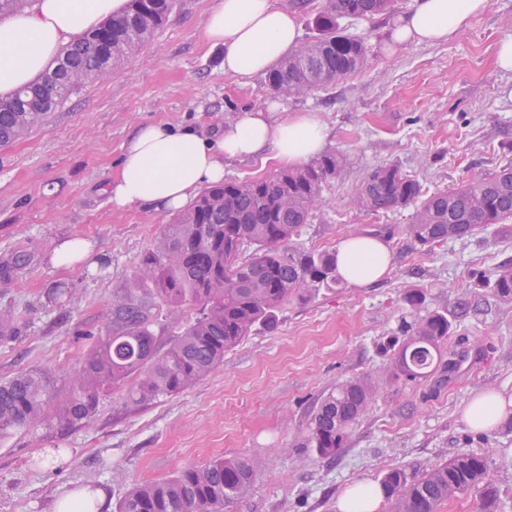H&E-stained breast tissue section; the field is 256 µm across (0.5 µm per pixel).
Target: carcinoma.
Instances as JSON below:
<instances>
[{
  "label": "carcinoma",
  "instance_id": "cac0c4a2",
  "mask_svg": "<svg viewBox=\"0 0 512 512\" xmlns=\"http://www.w3.org/2000/svg\"><path fill=\"white\" fill-rule=\"evenodd\" d=\"M173 0H128L124 13L76 38L36 82L0 100V149L45 124L53 112L95 81L112 77L136 57L169 17ZM396 0H324L315 19L318 36L302 43L267 73L276 95L300 97L329 87L361 69L364 42L338 33V21L395 10ZM346 158L328 153L300 169L265 178L204 187L193 204L162 225L152 249L139 260L137 276L151 280L152 298L171 315L197 306L196 316L164 347L151 330L152 306L128 294L112 304V324L87 351L53 412L49 381L39 373L0 380V437L49 423L73 427L91 418L99 392L136 382L126 390L133 405L180 393L210 375L224 352L262 325L277 326L278 311L290 300L305 301L320 288H338L336 252L293 245L325 205V184ZM359 212L377 214L414 208L407 234L422 246L465 239L512 218V165L424 196L416 179L396 166L369 171L352 199ZM495 293L512 299V264L489 276ZM451 323L440 312L418 318L384 345L393 351L392 376L416 380L441 362L440 342ZM366 378L342 381L312 410L298 441L326 459L344 447L374 399ZM490 457L461 452L422 472L395 468L382 479L388 512H436L444 501L481 488L478 512H497V493L488 482ZM258 462L248 457L216 458L177 476L130 490L116 512H224L246 497Z\"/></svg>",
  "mask_w": 512,
  "mask_h": 512
}]
</instances>
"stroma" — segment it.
<instances>
[{"mask_svg": "<svg viewBox=\"0 0 512 512\" xmlns=\"http://www.w3.org/2000/svg\"><path fill=\"white\" fill-rule=\"evenodd\" d=\"M218 3L175 0L140 57L0 151V261L25 258L17 273L0 274V311L15 316L12 336L0 340V380L34 371L52 388L67 386L158 237L163 212L119 208L106 194L136 130L163 122L214 135L275 100L264 77L243 83L225 75L222 50L204 37ZM392 19L342 21L345 33L365 41L366 65L279 101L281 116L315 113L328 129L326 152L346 157L298 246L332 251L345 236L389 227L387 276L287 302L275 330L256 327L211 375L178 394L134 406L119 388L87 422L1 438L0 512H53L62 495L86 487L104 489L102 512H114L133 486L242 456L260 466L249 496L224 512H338L340 495L356 482L378 484L391 469L421 471L460 452L490 454L501 510L512 512V301L483 281L512 263V220L423 247L405 233L412 208L363 215L351 204L380 166L398 167L431 195L512 164V72L495 65L499 42L512 37V0H491L467 31L438 45L388 49ZM73 238L90 244L91 261L55 266V248ZM413 293L420 305L408 303ZM436 311L451 323L442 364L414 381L390 378L380 343L399 335L403 320ZM360 376L371 378L376 395L345 448L323 459L298 447L320 397ZM483 392L507 400L508 416L475 431L460 410Z\"/></svg>", "mask_w": 512, "mask_h": 512, "instance_id": "35a3bbf8", "label": "stroma"}]
</instances>
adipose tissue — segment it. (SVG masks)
I'll return each mask as SVG.
<instances>
[{"mask_svg": "<svg viewBox=\"0 0 512 512\" xmlns=\"http://www.w3.org/2000/svg\"><path fill=\"white\" fill-rule=\"evenodd\" d=\"M122 3L32 0L23 12L1 21L0 96L29 85L67 43L119 14ZM489 3L415 0L414 8L396 22L391 40L400 45L448 42L466 31ZM204 34L211 45L223 47L225 73L242 80L264 73L299 44L295 13L277 7L274 0H220L206 19ZM326 138L325 126L309 112L280 121L269 120L260 111L249 112L213 138L191 128L147 123L123 146L109 200L119 207L179 210L201 184L223 180L225 159L256 157L270 149L276 160L296 166L322 152ZM336 258L340 274L350 284L364 286L386 274L391 253L379 239L350 236L339 242ZM461 414L470 428L487 430L507 412L499 396L482 393L466 403Z\"/></svg>", "mask_w": 512, "mask_h": 512, "instance_id": "adipose-tissue-1", "label": "adipose tissue"}]
</instances>
